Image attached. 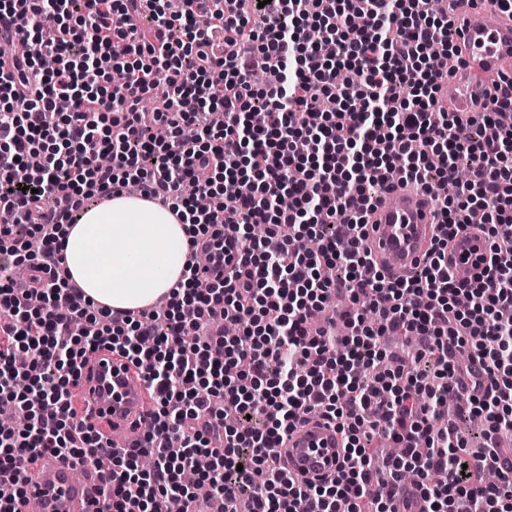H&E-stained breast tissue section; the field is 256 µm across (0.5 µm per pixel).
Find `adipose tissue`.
<instances>
[{
	"label": "adipose tissue",
	"mask_w": 512,
	"mask_h": 512,
	"mask_svg": "<svg viewBox=\"0 0 512 512\" xmlns=\"http://www.w3.org/2000/svg\"><path fill=\"white\" fill-rule=\"evenodd\" d=\"M188 227L142 197L116 195L66 229L63 268L96 304L140 309L182 281Z\"/></svg>",
	"instance_id": "1"
}]
</instances>
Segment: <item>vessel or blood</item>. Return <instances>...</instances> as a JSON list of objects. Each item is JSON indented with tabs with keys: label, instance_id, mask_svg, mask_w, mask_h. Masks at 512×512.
Listing matches in <instances>:
<instances>
[{
	"label": "vessel or blood",
	"instance_id": "b4317fda",
	"mask_svg": "<svg viewBox=\"0 0 512 512\" xmlns=\"http://www.w3.org/2000/svg\"><path fill=\"white\" fill-rule=\"evenodd\" d=\"M454 39L463 61L442 77L452 88V106L471 112L493 110V83L512 78V19L497 0H475L455 21ZM437 205L420 186L396 179L387 184L367 218L366 245L375 267L387 278L407 277L428 255L436 231ZM487 253L485 237L468 228L448 245V270L478 274ZM76 393L79 415L104 441L127 447L149 419L147 388L127 359L102 348L80 366ZM288 470L301 479L320 482L335 476L344 461V439L335 424L320 415L307 418L288 432L283 444ZM101 471L78 480L71 465L46 454L31 466L18 512L28 503L39 512H95L91 489Z\"/></svg>",
	"mask_w": 512,
	"mask_h": 512
}]
</instances>
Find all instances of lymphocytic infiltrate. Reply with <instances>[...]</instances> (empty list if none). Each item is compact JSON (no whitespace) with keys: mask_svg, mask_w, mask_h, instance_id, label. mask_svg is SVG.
<instances>
[{"mask_svg":"<svg viewBox=\"0 0 512 512\" xmlns=\"http://www.w3.org/2000/svg\"><path fill=\"white\" fill-rule=\"evenodd\" d=\"M18 17L56 67L26 55L0 71V401L29 419L0 428V512H15L46 452L84 467L108 457L105 512H196L182 475L202 455L217 512L245 497L253 512H397L408 468L419 512H512V470L497 466L512 437V90L491 112L438 109L427 48L454 54L451 22L417 0H0V42ZM393 172L433 194L436 240L410 278H364L368 211ZM129 187L188 224L190 248L165 305L117 313L77 294L61 239L84 204ZM476 211L487 258L460 278L448 244ZM297 237L317 250L294 251ZM235 251L239 264L199 293L201 260ZM339 294L348 334L312 326ZM389 333L433 356L436 381L388 359ZM102 347L140 370L153 400L151 430L116 452L72 402L81 360ZM464 376L459 401L483 424L474 451L437 424ZM313 413L345 436L344 468L318 484L267 453ZM375 437L402 449L383 474ZM485 471L496 481H475Z\"/></svg>","mask_w":512,"mask_h":512,"instance_id":"f902f5d3","label":"lymphocytic infiltrate"}]
</instances>
